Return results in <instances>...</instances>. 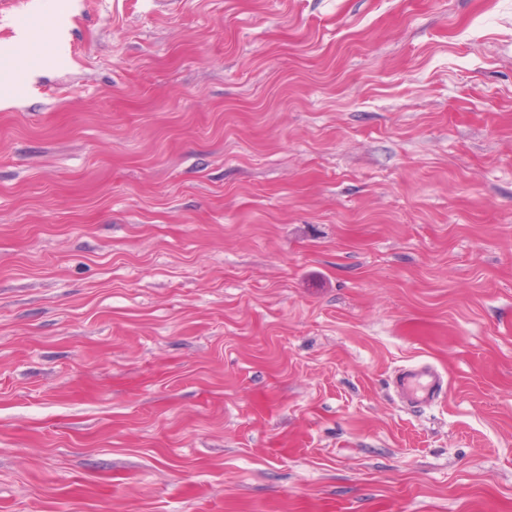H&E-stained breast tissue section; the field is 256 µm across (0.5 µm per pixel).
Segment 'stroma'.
<instances>
[{
  "mask_svg": "<svg viewBox=\"0 0 512 512\" xmlns=\"http://www.w3.org/2000/svg\"><path fill=\"white\" fill-rule=\"evenodd\" d=\"M0 512H512V0H0ZM397 388L408 403L429 404L442 394L444 381L434 368L423 364L402 372Z\"/></svg>",
  "mask_w": 512,
  "mask_h": 512,
  "instance_id": "1",
  "label": "stroma"
}]
</instances>
